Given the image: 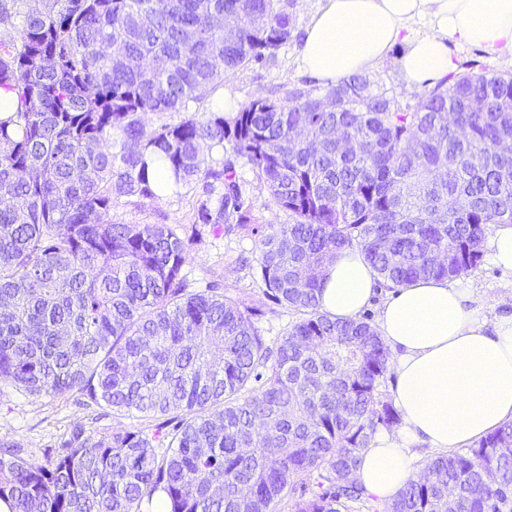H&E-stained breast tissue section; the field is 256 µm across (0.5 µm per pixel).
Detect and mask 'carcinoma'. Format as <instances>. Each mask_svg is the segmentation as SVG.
Listing matches in <instances>:
<instances>
[{"instance_id": "carcinoma-1", "label": "carcinoma", "mask_w": 512, "mask_h": 512, "mask_svg": "<svg viewBox=\"0 0 512 512\" xmlns=\"http://www.w3.org/2000/svg\"><path fill=\"white\" fill-rule=\"evenodd\" d=\"M1 25L0 87L18 107L0 120V382L177 423L151 437L78 426L43 463L0 443V500L12 512L367 503L360 452L399 422L378 392L390 351L369 319L320 310L323 272L353 247L389 288L480 264L488 226L512 224L500 149L512 75H451L403 106L355 74L227 118L197 105L291 40L281 0H0ZM163 112L185 117L146 130ZM155 157L176 187L202 183L197 224L252 223L245 166L288 214L254 272L299 315L274 345L239 290L188 289L176 227L106 219L116 199L158 197ZM382 512H512V422L433 459Z\"/></svg>"}]
</instances>
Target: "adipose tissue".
Segmentation results:
<instances>
[{"instance_id":"ef3b65f1","label":"adipose tissue","mask_w":512,"mask_h":512,"mask_svg":"<svg viewBox=\"0 0 512 512\" xmlns=\"http://www.w3.org/2000/svg\"><path fill=\"white\" fill-rule=\"evenodd\" d=\"M420 21L433 33L412 34ZM452 41L512 67V0H325L305 29L300 56L307 74L333 85L399 45L403 79L418 91L455 70ZM376 280L360 249L344 250L325 271L322 311L357 318L372 303ZM378 332L395 355L401 422L398 432L380 433L363 449L354 477L385 502L419 472L406 440L452 450L512 420V314L487 323L458 281L418 280L382 304Z\"/></svg>"}]
</instances>
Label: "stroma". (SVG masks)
Segmentation results:
<instances>
[{
  "mask_svg": "<svg viewBox=\"0 0 512 512\" xmlns=\"http://www.w3.org/2000/svg\"><path fill=\"white\" fill-rule=\"evenodd\" d=\"M295 19L292 39L271 58L239 69L224 82V89L244 104L260 95L285 97L289 88L307 82L308 74L300 61L302 38L312 14L321 0H288ZM252 202L258 235L247 231L224 232L208 224L193 221L201 186L185 187L160 199L123 197L115 200L110 217L126 224H171L191 242L189 256L182 268L191 290L199 291L210 282L227 284L243 291L252 303L265 297L252 276L248 262L257 254L259 234L268 233L271 225L288 221L270 195L255 182L248 169H240ZM512 280V272L495 266L490 258L462 274L461 283L472 288L487 318L512 313V296L502 288ZM90 431L103 429H140L153 434L156 420L135 414H105L97 407H86L77 393L58 396L28 397L10 383L0 382V441H12L34 452L37 459L58 450L66 434L75 425Z\"/></svg>",
  "mask_w": 512,
  "mask_h": 512,
  "instance_id": "stroma-1",
  "label": "stroma"
}]
</instances>
